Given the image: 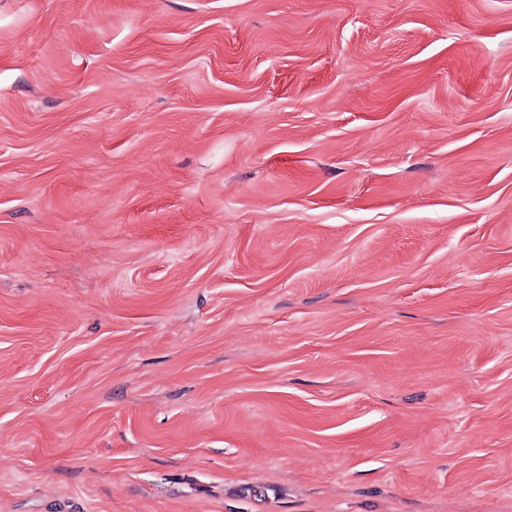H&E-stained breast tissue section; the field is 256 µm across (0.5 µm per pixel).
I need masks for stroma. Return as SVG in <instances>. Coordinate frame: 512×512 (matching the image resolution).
Instances as JSON below:
<instances>
[{"instance_id":"35a3bbf8","label":"stroma","mask_w":512,"mask_h":512,"mask_svg":"<svg viewBox=\"0 0 512 512\" xmlns=\"http://www.w3.org/2000/svg\"><path fill=\"white\" fill-rule=\"evenodd\" d=\"M0 512H512V0H0Z\"/></svg>"}]
</instances>
